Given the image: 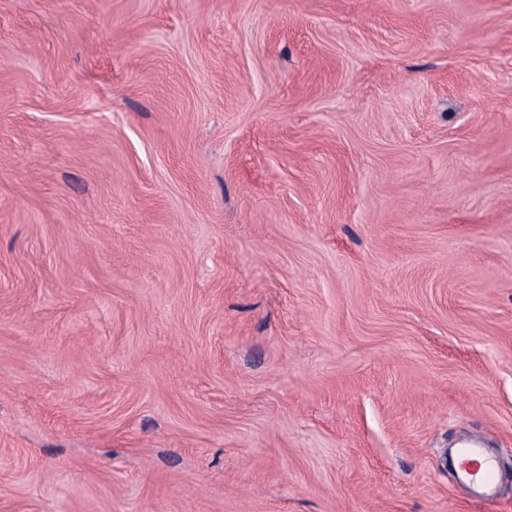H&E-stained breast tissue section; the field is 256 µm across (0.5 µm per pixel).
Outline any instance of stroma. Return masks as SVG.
Listing matches in <instances>:
<instances>
[{"label":"stroma","mask_w":512,"mask_h":512,"mask_svg":"<svg viewBox=\"0 0 512 512\" xmlns=\"http://www.w3.org/2000/svg\"><path fill=\"white\" fill-rule=\"evenodd\" d=\"M0 512H512V0H0ZM481 448L463 446L457 451L458 469L462 477L477 486L493 484L499 474V464L494 465L483 456Z\"/></svg>","instance_id":"1"}]
</instances>
